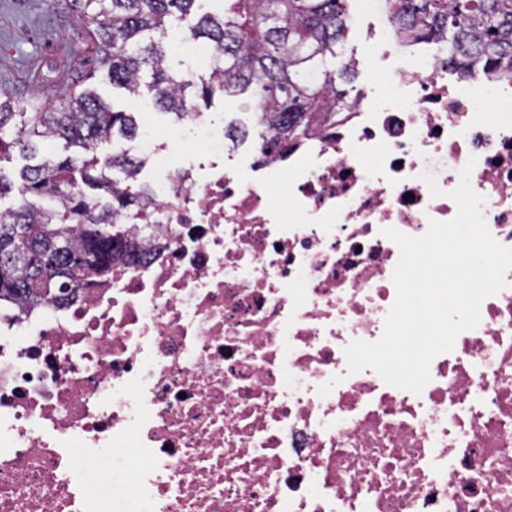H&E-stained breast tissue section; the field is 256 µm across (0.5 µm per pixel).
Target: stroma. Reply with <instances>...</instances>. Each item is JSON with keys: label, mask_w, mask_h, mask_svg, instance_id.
I'll return each instance as SVG.
<instances>
[{"label": "stroma", "mask_w": 512, "mask_h": 512, "mask_svg": "<svg viewBox=\"0 0 512 512\" xmlns=\"http://www.w3.org/2000/svg\"><path fill=\"white\" fill-rule=\"evenodd\" d=\"M346 9V51L358 64L354 88L372 84L387 90L395 61L381 57L378 50L380 20L363 12L361 0H346ZM85 44V30L75 19L70 0H0V98L25 100L37 95L43 102L57 103L60 79L77 77L95 64ZM96 89L116 109L140 113L142 127L157 135L175 140L184 129L154 106L150 94L132 102L107 82H98Z\"/></svg>", "instance_id": "1"}]
</instances>
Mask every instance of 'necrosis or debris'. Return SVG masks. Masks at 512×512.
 Returning a JSON list of instances; mask_svg holds the SVG:
<instances>
[{
    "label": "necrosis or debris",
    "mask_w": 512,
    "mask_h": 512,
    "mask_svg": "<svg viewBox=\"0 0 512 512\" xmlns=\"http://www.w3.org/2000/svg\"><path fill=\"white\" fill-rule=\"evenodd\" d=\"M381 36L390 91L247 177L223 129L179 155L142 135L162 225L135 260L0 306V512H512V271L421 394L348 371L396 297L382 229L452 220L466 163L512 247V69Z\"/></svg>",
    "instance_id": "4bbe7bcc"
}]
</instances>
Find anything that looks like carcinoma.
I'll return each instance as SVG.
<instances>
[{
  "mask_svg": "<svg viewBox=\"0 0 512 512\" xmlns=\"http://www.w3.org/2000/svg\"><path fill=\"white\" fill-rule=\"evenodd\" d=\"M198 0H71L86 26L88 48L114 88L130 99L142 88L155 106L183 121L218 96L241 97L255 131L230 124L224 139L253 137L263 150L287 149L343 110L357 71L352 58L326 65L349 32L345 0H224V15L197 16ZM387 12L414 41L448 44L459 73L512 62V0H386ZM188 38L207 40L217 59L194 75L167 63L164 38L177 23ZM318 72V81L305 79ZM96 69L66 90L55 107L33 96L0 100V160L13 149L28 163L10 181L0 171V303L53 304L88 279L87 271L135 248L130 232L156 223L149 189L139 183L150 162L139 153L135 113L117 110L92 87ZM116 138L128 147L101 156ZM63 153L44 157V147Z\"/></svg>",
  "mask_w": 512,
  "mask_h": 512,
  "instance_id": "1",
  "label": "carcinoma"
}]
</instances>
